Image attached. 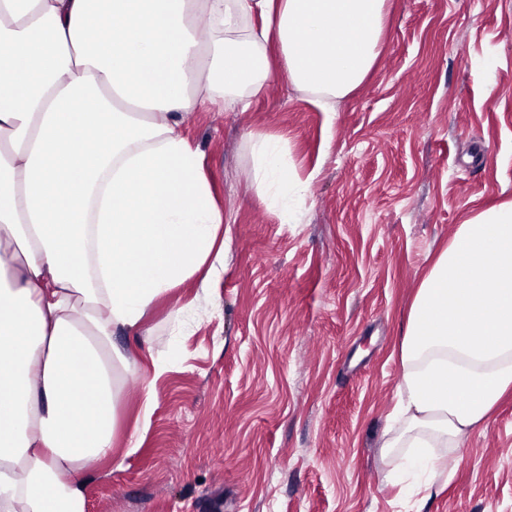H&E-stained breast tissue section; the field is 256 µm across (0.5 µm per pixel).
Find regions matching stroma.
Here are the masks:
<instances>
[{
	"mask_svg": "<svg viewBox=\"0 0 512 512\" xmlns=\"http://www.w3.org/2000/svg\"><path fill=\"white\" fill-rule=\"evenodd\" d=\"M381 54L336 115L273 78L248 110L194 112L229 217L224 273L160 296L115 338L112 453L87 512H512V397L449 449L431 497L382 453L399 342L465 215L512 200V0H387ZM289 140L313 181L299 224L255 193L248 134ZM195 308L182 325L169 314ZM142 445L138 373L154 362Z\"/></svg>",
	"mask_w": 512,
	"mask_h": 512,
	"instance_id": "35a3bbf8",
	"label": "stroma"
}]
</instances>
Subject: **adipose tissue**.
<instances>
[{
	"mask_svg": "<svg viewBox=\"0 0 512 512\" xmlns=\"http://www.w3.org/2000/svg\"><path fill=\"white\" fill-rule=\"evenodd\" d=\"M385 22L386 0H0V512H86L130 365L115 334L224 272V210L187 115L247 109L277 70L334 113ZM249 143L258 199L301 223L310 181L287 138ZM400 358L382 446L428 492L512 393V201L459 224Z\"/></svg>",
	"mask_w": 512,
	"mask_h": 512,
	"instance_id": "adipose-tissue-1",
	"label": "adipose tissue"
}]
</instances>
